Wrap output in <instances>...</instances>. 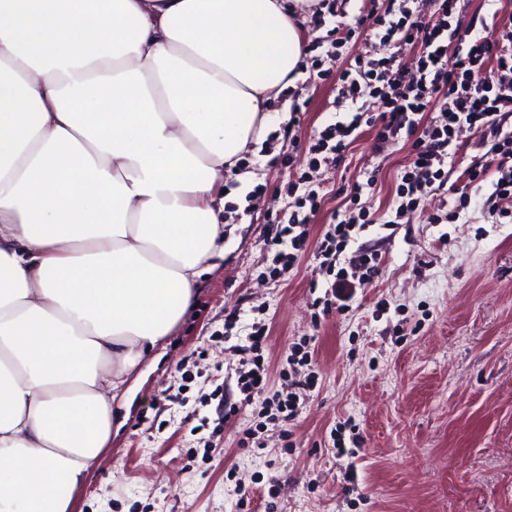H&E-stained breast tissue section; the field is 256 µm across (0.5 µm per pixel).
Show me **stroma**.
<instances>
[{"label": "stroma", "mask_w": 512, "mask_h": 512, "mask_svg": "<svg viewBox=\"0 0 512 512\" xmlns=\"http://www.w3.org/2000/svg\"><path fill=\"white\" fill-rule=\"evenodd\" d=\"M365 52L360 42L335 56L308 52L291 95L270 99L277 130L293 106L303 110L297 141L286 145L276 131L225 174L224 256L200 276L170 335L128 375L110 440L74 492L73 512H512V223H489L476 193L450 224L429 223L438 205L430 198L392 228L373 225L340 261L361 246L374 250L378 276L348 309L325 316L313 305L312 253L278 277L266 272L267 224L287 217L295 201L288 185L301 171L322 196L309 226L314 240L353 184H363L367 209L385 210L393 199L410 148L379 155L374 131L336 164L305 167L315 130L348 120L352 109L319 72ZM380 301L388 311L379 317ZM233 310L240 320L227 340L224 317ZM257 318L270 328L269 392L285 388L281 372L300 341L318 373L290 436L268 430L258 448L243 438L264 397L243 401L234 349ZM219 385L240 405L228 421L210 397ZM346 421L359 433L352 479L329 437Z\"/></svg>", "instance_id": "stroma-1"}]
</instances>
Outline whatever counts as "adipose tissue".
I'll return each mask as SVG.
<instances>
[{"label":"adipose tissue","instance_id":"1","mask_svg":"<svg viewBox=\"0 0 512 512\" xmlns=\"http://www.w3.org/2000/svg\"><path fill=\"white\" fill-rule=\"evenodd\" d=\"M301 0H0V512H72L112 405L223 257L216 190Z\"/></svg>","mask_w":512,"mask_h":512}]
</instances>
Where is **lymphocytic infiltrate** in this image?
<instances>
[{
    "label": "lymphocytic infiltrate",
    "mask_w": 512,
    "mask_h": 512,
    "mask_svg": "<svg viewBox=\"0 0 512 512\" xmlns=\"http://www.w3.org/2000/svg\"><path fill=\"white\" fill-rule=\"evenodd\" d=\"M370 0L366 14L354 23L334 26L342 40H364L381 57L356 59L354 66L338 77L339 94L355 109L348 121L326 126L318 134L313 150L323 163H336L348 140L364 125L375 128L379 153L389 152L406 141L411 145L410 162L396 187V215L417 209L431 196H442L430 221L447 224L454 210L466 206L472 188L488 187L490 216L512 217V135L503 131L512 114V24L505 25L498 39L479 37L477 18L463 19L461 0ZM419 50L415 69L398 64L395 51L402 46ZM370 97L379 104L378 113H368L360 101ZM480 135L485 152L465 171V184L450 180L448 159L460 148L463 129ZM496 180H489V173ZM363 190L354 185L347 206L332 214L317 245L319 272L326 277L321 300L324 311L345 310L359 288L379 271V258L361 252L356 264L340 266L339 256L356 234L377 218L358 207ZM319 208L316 195L299 199L287 220H275L265 239L272 274L292 267L308 247V226ZM267 337L264 322L253 323L237 350L241 355L237 384L245 397L263 392L267 372L263 347ZM288 390L275 397L273 421L288 425L301 412L307 391L315 388L314 360L305 346L295 347L288 360Z\"/></svg>",
    "instance_id": "obj_1"
}]
</instances>
